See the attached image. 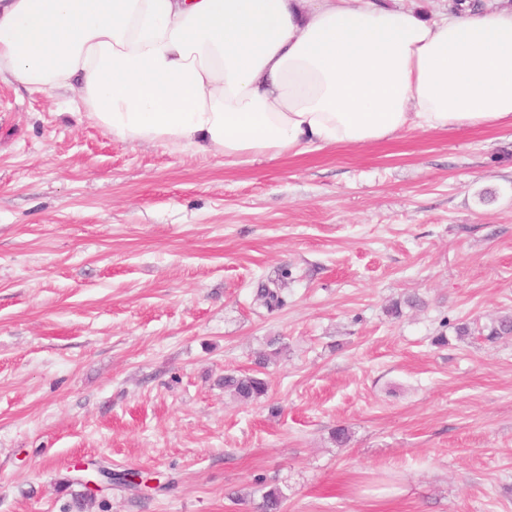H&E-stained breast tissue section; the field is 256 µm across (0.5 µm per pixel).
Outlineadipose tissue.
Wrapping results in <instances>:
<instances>
[{
	"instance_id": "adipose-tissue-1",
	"label": "adipose tissue",
	"mask_w": 512,
	"mask_h": 512,
	"mask_svg": "<svg viewBox=\"0 0 512 512\" xmlns=\"http://www.w3.org/2000/svg\"><path fill=\"white\" fill-rule=\"evenodd\" d=\"M130 145L230 160L512 126V10L383 0H0V80ZM384 2L389 6L413 8L427 16H434L448 10V0H386Z\"/></svg>"
}]
</instances>
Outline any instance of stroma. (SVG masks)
Wrapping results in <instances>:
<instances>
[{
	"mask_svg": "<svg viewBox=\"0 0 512 512\" xmlns=\"http://www.w3.org/2000/svg\"><path fill=\"white\" fill-rule=\"evenodd\" d=\"M504 315L512 126L228 162L0 81V512H77L80 461L173 482L84 512H256L260 478L283 512H512ZM224 390L231 392L240 402L251 403L267 394V382L256 374L224 375Z\"/></svg>",
	"mask_w": 512,
	"mask_h": 512,
	"instance_id": "obj_1",
	"label": "stroma"
}]
</instances>
